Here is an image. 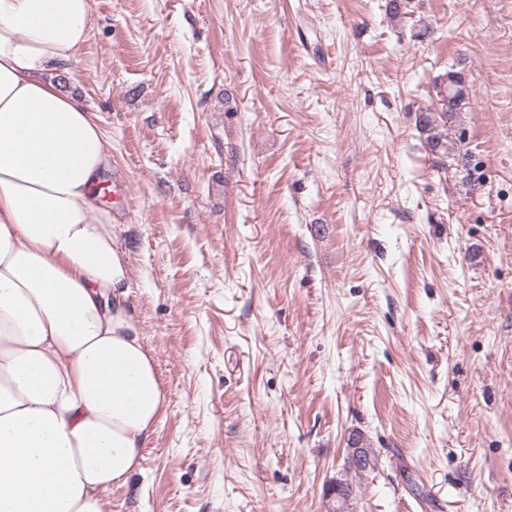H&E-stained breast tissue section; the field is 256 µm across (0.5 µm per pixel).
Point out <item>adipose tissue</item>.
<instances>
[{"instance_id":"1","label":"adipose tissue","mask_w":512,"mask_h":512,"mask_svg":"<svg viewBox=\"0 0 512 512\" xmlns=\"http://www.w3.org/2000/svg\"><path fill=\"white\" fill-rule=\"evenodd\" d=\"M91 26L90 0H0V512H107L166 401L99 200L104 135L45 77Z\"/></svg>"}]
</instances>
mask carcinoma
Masks as SVG:
<instances>
[{"instance_id":"obj_1","label":"carcinoma","mask_w":512,"mask_h":512,"mask_svg":"<svg viewBox=\"0 0 512 512\" xmlns=\"http://www.w3.org/2000/svg\"><path fill=\"white\" fill-rule=\"evenodd\" d=\"M439 107L426 108L417 117L420 132L425 134L432 152L448 156V140L441 129L469 104L465 77L450 70L435 84Z\"/></svg>"}]
</instances>
